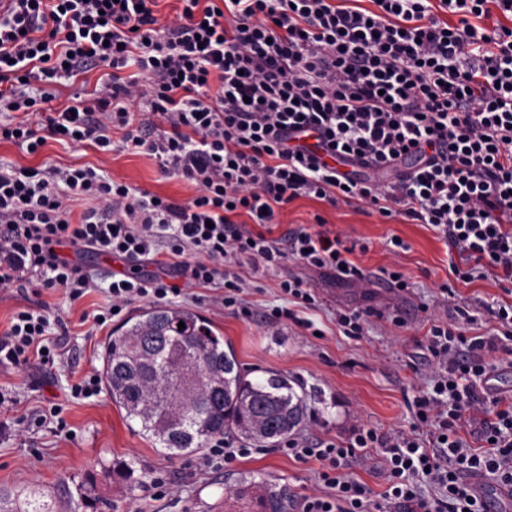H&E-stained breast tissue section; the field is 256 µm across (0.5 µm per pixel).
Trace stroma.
Wrapping results in <instances>:
<instances>
[{
  "label": "stroma",
  "instance_id": "1",
  "mask_svg": "<svg viewBox=\"0 0 512 512\" xmlns=\"http://www.w3.org/2000/svg\"><path fill=\"white\" fill-rule=\"evenodd\" d=\"M91 166L135 188L183 202L193 198V185L165 176L157 159L128 151L102 152L90 144L47 141L40 153L29 154L12 142H0V164L38 167ZM347 242L367 244L352 259L367 278L357 284L341 282L327 272L289 262L288 274L307 282L314 306L293 304L294 319L268 327L213 304V290L202 289L201 300L186 306L201 313L231 342L241 366L253 376L276 371L288 375L303 395L308 416L301 433L329 438L347 437L353 426L365 424L383 431L409 430L410 403L426 391L424 367L413 359L429 321L447 320L457 308L468 307L473 323L466 335L486 333L492 323L484 303L505 301L492 278L455 283L448 268V248L431 228L389 220L354 206H329L301 197L288 204L281 219L285 227H312L315 216ZM408 243L407 251L390 252L391 237ZM96 286L77 301L60 292L0 288V333L14 314L32 309L61 318L68 326L63 355L55 364L18 369L0 366V389L11 393L12 403L0 406V488L24 491L29 498L51 503L54 512H75L76 484L94 475L102 500L96 512H259L255 494L237 499L233 489L241 473L255 481L275 480L288 485L294 499L310 494L317 483L319 464L299 461L266 448L206 472L196 471L194 456L171 457L138 434L112 404L106 392L73 397L71 387L89 372L101 373L104 345L125 319L147 310L149 302H135L114 316L107 326H96L92 316L110 303L101 287L106 272L128 271L87 256L81 262ZM387 266L408 277L411 286L401 291L378 282L375 273ZM454 284L456 294L444 298L441 287ZM374 308L364 336L344 335L337 312ZM406 320L403 327L388 321L391 313ZM58 404L64 431L42 424L38 414Z\"/></svg>",
  "mask_w": 512,
  "mask_h": 512
}]
</instances>
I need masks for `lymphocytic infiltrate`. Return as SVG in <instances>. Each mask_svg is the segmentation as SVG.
I'll list each match as a JSON object with an SVG mask.
<instances>
[{"label":"lymphocytic infiltrate","instance_id":"lymphocytic-infiltrate-1","mask_svg":"<svg viewBox=\"0 0 512 512\" xmlns=\"http://www.w3.org/2000/svg\"><path fill=\"white\" fill-rule=\"evenodd\" d=\"M158 0H11L0 14V141L36 154L47 140L93 142L157 159L192 182L186 202L141 191L95 168L0 165V288H46L69 300L95 282L63 258L109 255L146 263L112 279L105 324L132 302L172 303L191 289L275 326L288 308L245 301L237 269L279 271L288 260L365 280L336 232L280 228L284 205L309 197L365 205L428 225L455 251L456 280L493 276L512 286V0H182L168 24ZM456 23L439 19V11ZM139 76L121 77L128 65ZM112 68L96 97L62 108L51 84ZM316 132L327 158L299 145ZM355 165L339 172L329 157ZM89 208L74 212L77 200ZM499 326L467 336L431 323L417 358L427 389L411 404L410 431L354 426L348 438L289 437L290 456L319 462L300 512H487L470 480L512 488V400L485 397L490 352L512 341V303L490 308ZM50 319L15 314L0 335V365L54 364ZM485 445L471 448L465 434ZM377 469L386 489L372 508L355 466ZM433 494H426V487Z\"/></svg>","mask_w":512,"mask_h":512}]
</instances>
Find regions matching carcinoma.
I'll list each match as a JSON object with an SVG mask.
<instances>
[{"mask_svg":"<svg viewBox=\"0 0 512 512\" xmlns=\"http://www.w3.org/2000/svg\"><path fill=\"white\" fill-rule=\"evenodd\" d=\"M185 372H199L205 381L186 388L181 383ZM102 378L126 419L172 457L198 452L227 431L266 447L287 438L306 414V402L287 375L269 372L264 378H248L231 343L190 308L155 307L112 331L104 348ZM292 498L287 485L262 483L264 512H288ZM0 512L50 510L1 489Z\"/></svg>","mask_w":512,"mask_h":512,"instance_id":"cac0c4a2","label":"carcinoma"}]
</instances>
